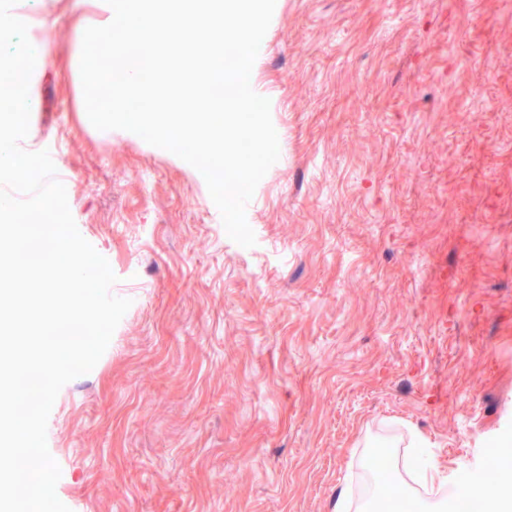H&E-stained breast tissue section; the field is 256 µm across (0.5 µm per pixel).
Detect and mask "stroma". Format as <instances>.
Returning a JSON list of instances; mask_svg holds the SVG:
<instances>
[{
	"instance_id": "obj_1",
	"label": "stroma",
	"mask_w": 512,
	"mask_h": 512,
	"mask_svg": "<svg viewBox=\"0 0 512 512\" xmlns=\"http://www.w3.org/2000/svg\"><path fill=\"white\" fill-rule=\"evenodd\" d=\"M38 56L22 149L52 146L80 234L132 305L47 426L71 512H336L384 421L450 477L512 447V0H276L252 68L280 157L239 250L205 180L100 131L77 26Z\"/></svg>"
}]
</instances>
